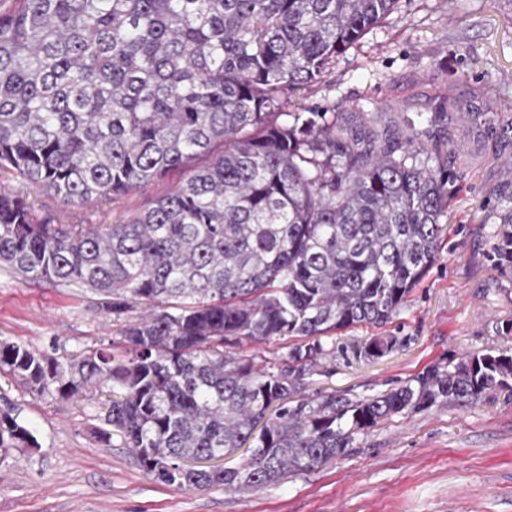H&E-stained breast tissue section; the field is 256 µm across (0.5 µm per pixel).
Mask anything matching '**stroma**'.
I'll return each mask as SVG.
<instances>
[{"label":"stroma","mask_w":512,"mask_h":512,"mask_svg":"<svg viewBox=\"0 0 512 512\" xmlns=\"http://www.w3.org/2000/svg\"><path fill=\"white\" fill-rule=\"evenodd\" d=\"M446 97L470 98L475 116L448 120L460 143L457 193L439 257L392 322L333 335L308 393L358 399L430 365L504 344L498 328L512 321V281L489 256L484 219L512 141L463 132L483 124L489 102L499 119L512 118V0H400L304 93L313 107L350 113L370 101L395 117ZM182 178L174 170L142 191L67 205L0 170V192L23 195L40 222L118 224ZM118 330L90 290L25 281L0 264V342L79 354L111 347ZM376 335L394 340L392 350L361 356ZM0 409L17 415L39 442L0 457V512H512V394L505 391L467 407L440 404L394 416L359 436L345 457L244 493L181 492L154 481L120 438L108 447L98 439L102 395L45 400L2 373Z\"/></svg>","instance_id":"1"}]
</instances>
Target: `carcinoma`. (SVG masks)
Returning <instances> with one entry per match:
<instances>
[{
  "label": "carcinoma",
  "mask_w": 512,
  "mask_h": 512,
  "mask_svg": "<svg viewBox=\"0 0 512 512\" xmlns=\"http://www.w3.org/2000/svg\"><path fill=\"white\" fill-rule=\"evenodd\" d=\"M11 2L0 8V170L67 204L176 168L186 177L124 224L36 223L23 196L0 192V263L103 296L127 352L59 358L1 341V371L41 398L107 389L100 441L120 437L147 475L185 492L277 484L398 414L509 387L505 347L357 400L303 392L325 338L392 321L448 230L456 145L435 131L450 112L472 115L470 100L397 121L286 99L399 0ZM494 196L491 257L512 278L511 161ZM276 338L295 343L263 367L224 351ZM391 348L372 338L361 353ZM37 447L0 413L1 453ZM239 448L253 449L239 467H181Z\"/></svg>",
  "instance_id": "cac0c4a2"
}]
</instances>
